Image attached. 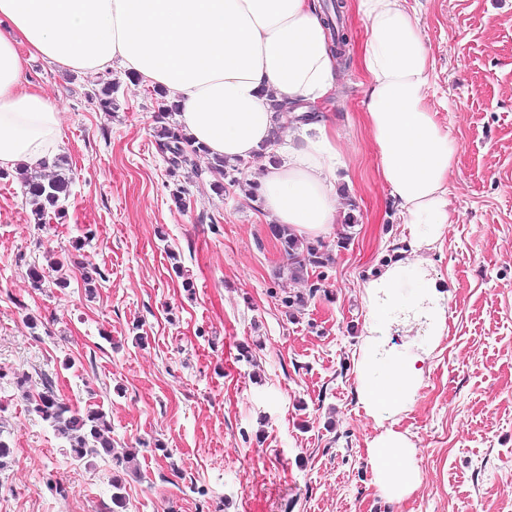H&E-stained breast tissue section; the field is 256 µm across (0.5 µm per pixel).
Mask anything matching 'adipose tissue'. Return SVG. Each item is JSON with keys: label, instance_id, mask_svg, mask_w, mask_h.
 <instances>
[{"label": "adipose tissue", "instance_id": "adipose-tissue-1", "mask_svg": "<svg viewBox=\"0 0 512 512\" xmlns=\"http://www.w3.org/2000/svg\"><path fill=\"white\" fill-rule=\"evenodd\" d=\"M367 27L363 108L380 175L407 226L404 259L364 283L367 335L355 365L360 401L380 432L368 445L375 484L392 499L416 490L415 450L390 420L415 400L428 349L446 332L448 294L421 256L449 222L448 176L457 146L428 104L431 64L406 0H357ZM100 74L120 61L163 87L178 122L210 155L255 159L284 119L285 102L316 103L336 88L337 62L317 0H0V167L50 159L60 110L25 89L30 59ZM291 145L264 163L259 194L268 222L311 238L336 221L335 132L320 120L288 128ZM418 333L403 349L393 333Z\"/></svg>", "mask_w": 512, "mask_h": 512}]
</instances>
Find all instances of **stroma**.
Wrapping results in <instances>:
<instances>
[{"mask_svg":"<svg viewBox=\"0 0 512 512\" xmlns=\"http://www.w3.org/2000/svg\"><path fill=\"white\" fill-rule=\"evenodd\" d=\"M414 8L429 102L459 147L450 224L423 252L450 292L447 330L396 425L419 488L393 500L375 485L358 394L362 285L398 260L407 230L365 122V22L344 0L337 90L313 106L339 136L338 218L329 262L300 282L281 275L263 205L238 188L217 195L191 161L175 205L152 88L117 63L96 77L30 62L27 88L62 109L53 153L72 182L65 218L36 225L20 182L0 179V427L13 450L0 512H109L116 475L124 512H512V0ZM100 79L119 84L109 112ZM294 294L307 297L297 312L283 303ZM47 380L108 414L115 448L134 456L126 469L72 463L29 410Z\"/></svg>","mask_w":512,"mask_h":512,"instance_id":"35a3bbf8","label":"stroma"}]
</instances>
